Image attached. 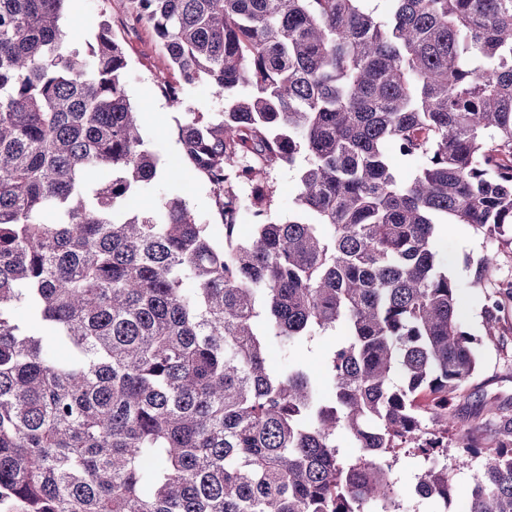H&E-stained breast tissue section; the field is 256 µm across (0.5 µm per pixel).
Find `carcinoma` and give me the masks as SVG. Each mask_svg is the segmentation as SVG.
I'll return each instance as SVG.
<instances>
[{
	"label": "carcinoma",
	"mask_w": 512,
	"mask_h": 512,
	"mask_svg": "<svg viewBox=\"0 0 512 512\" xmlns=\"http://www.w3.org/2000/svg\"><path fill=\"white\" fill-rule=\"evenodd\" d=\"M65 2L0 0V512H402L400 451L448 452L479 368L436 225L512 234V0H130L160 93L224 95L169 171L222 247L180 198L128 208L164 163L109 21L82 56ZM301 150L274 222L267 174ZM327 332L323 376L271 366ZM469 432V512H512V420ZM416 480L453 497L446 467ZM181 197L204 224H215L216 218L210 210L209 190L207 186L196 179L184 177L174 180L168 176L161 177L149 193L139 199V204L147 205L160 196Z\"/></svg>",
	"instance_id": "cac0c4a2"
}]
</instances>
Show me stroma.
<instances>
[{
  "label": "stroma",
  "instance_id": "35a3bbf8",
  "mask_svg": "<svg viewBox=\"0 0 512 512\" xmlns=\"http://www.w3.org/2000/svg\"><path fill=\"white\" fill-rule=\"evenodd\" d=\"M65 9L78 11L83 18L84 26L73 40L74 46L82 50L94 42L99 22L109 20L114 35L130 58L125 75L129 98L139 111L164 113L163 121L147 122L144 128L153 149L166 165H174L180 153L177 125L184 109L214 114L223 111V97L200 83L185 90L183 105L176 108L155 90L156 80L169 74L168 61L152 27L132 17L128 0H67ZM305 163L306 157L301 154L295 166L282 165L271 171L268 184L273 192L271 215L275 220L287 219L293 211L299 169ZM165 195L185 199L202 223H214L209 190L203 182L190 177L174 180L164 176L140 202L146 205ZM436 239L440 257L460 287L461 316L480 339L479 369L455 397L453 410L472 427L479 440L487 442L501 421L512 417V298L506 291L507 284L512 282V242L484 237L471 226L460 224L449 225L447 232L437 234ZM484 255L494 260V276L492 281L477 287L473 284L476 263ZM493 294L502 306L495 316V333L489 336L485 333L483 311L488 296ZM461 445V440H453L447 456L432 462L411 454L402 455L396 470L401 484L412 486L417 473L432 465L444 466L452 478L455 499H466L479 462L465 456Z\"/></svg>",
  "mask_w": 512,
  "mask_h": 512
}]
</instances>
